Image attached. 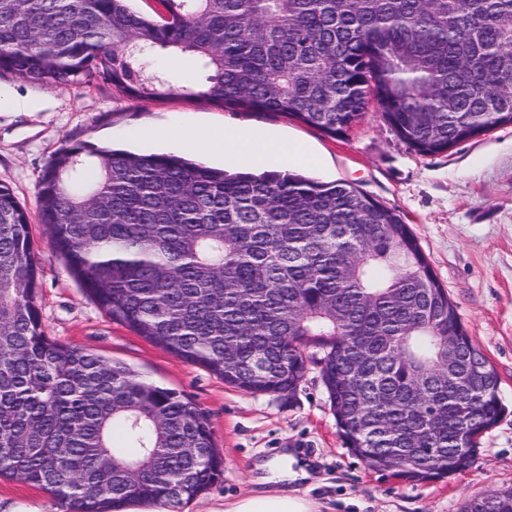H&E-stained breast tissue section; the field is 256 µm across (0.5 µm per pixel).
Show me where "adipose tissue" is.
I'll list each match as a JSON object with an SVG mask.
<instances>
[{"instance_id": "ef3b65f1", "label": "adipose tissue", "mask_w": 512, "mask_h": 512, "mask_svg": "<svg viewBox=\"0 0 512 512\" xmlns=\"http://www.w3.org/2000/svg\"><path fill=\"white\" fill-rule=\"evenodd\" d=\"M131 136L143 140H175L184 148L225 160H248L267 167L285 164L289 152L286 142L277 136L248 127L212 126L188 132L134 128ZM226 512H315L304 497L288 493H271L244 497Z\"/></svg>"}]
</instances>
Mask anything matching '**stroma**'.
<instances>
[{
	"mask_svg": "<svg viewBox=\"0 0 512 512\" xmlns=\"http://www.w3.org/2000/svg\"><path fill=\"white\" fill-rule=\"evenodd\" d=\"M0 88L38 102L33 112H0V185L30 213L46 167L66 146L85 143L140 154L163 145L126 142V129L224 125L275 132L320 157L290 171L319 182L345 181L410 224L434 274L500 378L504 416L479 444L473 468L434 482L373 473L345 447L317 369L292 395H253L228 385L113 322L69 273L46 228L31 232L41 270L37 302L48 336L124 362L144 381L175 390L209 419L224 455V478L179 512H222L243 496L285 491L319 512H461L464 502L512 489V125L424 157L390 131L377 108L345 137L276 112H241L173 94L133 99L100 78L41 86L0 71ZM288 454L308 479L259 483L260 464ZM66 512L49 493L0 479V512Z\"/></svg>",
	"mask_w": 512,
	"mask_h": 512,
	"instance_id": "35a3bbf8",
	"label": "stroma"
}]
</instances>
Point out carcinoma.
<instances>
[{"label":"carcinoma","mask_w":512,"mask_h":512,"mask_svg":"<svg viewBox=\"0 0 512 512\" xmlns=\"http://www.w3.org/2000/svg\"><path fill=\"white\" fill-rule=\"evenodd\" d=\"M129 2L0 0V70L155 98L174 87L146 56L190 53L207 71L190 97L334 138L373 104L421 156L512 124V0H158L157 20ZM38 219L111 320L224 383L290 395L315 366L370 471L464 472L505 412L409 225L350 183L74 143L46 168ZM31 221L0 185V479L69 512H177L224 476L208 418L46 334ZM462 512H512V490Z\"/></svg>","instance_id":"obj_1"}]
</instances>
